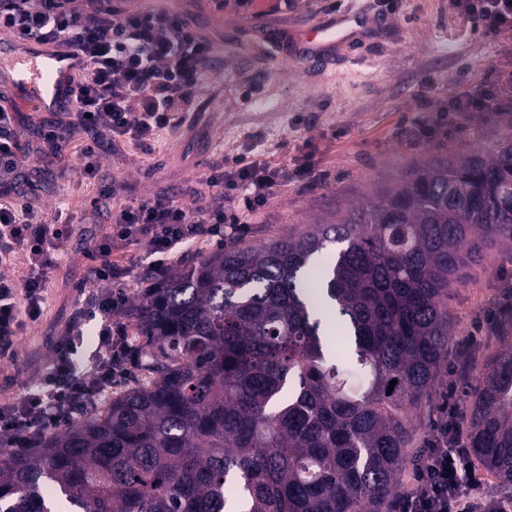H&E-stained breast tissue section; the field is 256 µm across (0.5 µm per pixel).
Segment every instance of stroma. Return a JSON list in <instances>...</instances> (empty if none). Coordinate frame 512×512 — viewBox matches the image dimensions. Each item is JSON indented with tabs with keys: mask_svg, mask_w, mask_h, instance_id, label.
<instances>
[{
	"mask_svg": "<svg viewBox=\"0 0 512 512\" xmlns=\"http://www.w3.org/2000/svg\"><path fill=\"white\" fill-rule=\"evenodd\" d=\"M333 2H302L288 14L262 19L231 13L216 19L206 0H132V7L141 10L187 14L214 42L219 64L195 100L191 122L163 133L155 156L128 146L111 148L99 180L63 179L57 166L48 165L32 184L22 186L23 196L48 216L70 218L74 227L70 256L47 286L42 317L20 337L17 359L0 362V404L15 401L38 380L74 314L82 254L98 233L82 213L101 186L124 183L116 201L131 204L158 191L184 192L224 157L244 154L283 164L312 153L323 173L319 182L281 188L241 238L223 244L238 248L296 238L312 225L334 223L349 206L373 200L419 162L490 149L512 122V96H504L480 118L461 116V127L452 134L420 140L412 133L430 117L425 102L512 83V32L475 33L449 0H400L396 14H370L356 50L322 64L297 57L298 30L326 21ZM263 30L287 39V55L271 56L250 42V33ZM310 114L316 123L303 125L302 117ZM505 281L512 282V250L496 244L449 293L454 336H461L471 319L498 313ZM452 368V362L443 364L438 383L416 411L405 474H412L427 451Z\"/></svg>",
	"mask_w": 512,
	"mask_h": 512,
	"instance_id": "stroma-1",
	"label": "stroma"
}]
</instances>
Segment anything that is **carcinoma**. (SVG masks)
Masks as SVG:
<instances>
[{"mask_svg": "<svg viewBox=\"0 0 512 512\" xmlns=\"http://www.w3.org/2000/svg\"><path fill=\"white\" fill-rule=\"evenodd\" d=\"M489 244H512L511 126L335 224L174 271L129 310L147 378L0 448V512H391L409 408L448 360L449 288ZM470 397L469 452L511 490V346Z\"/></svg>", "mask_w": 512, "mask_h": 512, "instance_id": "carcinoma-1", "label": "carcinoma"}]
</instances>
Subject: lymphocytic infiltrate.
I'll return each instance as SVG.
<instances>
[{
    "label": "lymphocytic infiltrate",
    "instance_id": "f902f5d3",
    "mask_svg": "<svg viewBox=\"0 0 512 512\" xmlns=\"http://www.w3.org/2000/svg\"><path fill=\"white\" fill-rule=\"evenodd\" d=\"M484 35L512 30V0H452ZM0 31L72 50L82 62L63 118L39 143L19 128L13 109L0 105V358L15 357L18 338L36 322L46 286L69 250V224L47 222L40 207L17 197L31 177V154L50 158L81 137L82 179L101 173L105 145L128 144L149 154L162 131L183 126L213 66L215 47L183 16L166 9L140 11L128 0H0ZM504 93L494 87L464 93L438 107L421 135L454 127L458 113L489 111ZM317 179L310 158L213 163L189 199L154 193L138 205L114 206L115 185L90 203L101 235L84 254L78 290L92 289L79 306L39 382L17 401L0 405V446L38 447L44 433L86 414L91 400L130 374L136 348L121 315L132 285L156 287L183 258L182 246L222 235L236 238L280 187ZM143 246L147 260L116 257L121 245ZM97 321L91 362L80 348L86 322ZM457 385L444 395L429 448L392 512H512V498L483 492L459 421Z\"/></svg>",
    "mask_w": 512,
    "mask_h": 512
}]
</instances>
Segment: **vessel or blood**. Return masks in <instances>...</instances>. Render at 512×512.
I'll return each instance as SVG.
<instances>
[{
    "label": "vessel or blood",
    "mask_w": 512,
    "mask_h": 512,
    "mask_svg": "<svg viewBox=\"0 0 512 512\" xmlns=\"http://www.w3.org/2000/svg\"><path fill=\"white\" fill-rule=\"evenodd\" d=\"M367 18L361 10L335 11L325 23L305 27L299 34L305 57L320 60L352 44L357 27ZM0 67L11 75L15 97L35 101L40 111L56 112L69 104L70 79L80 60L64 50L44 53L36 43L18 40L0 49Z\"/></svg>",
    "instance_id": "vessel-or-blood-1"
}]
</instances>
